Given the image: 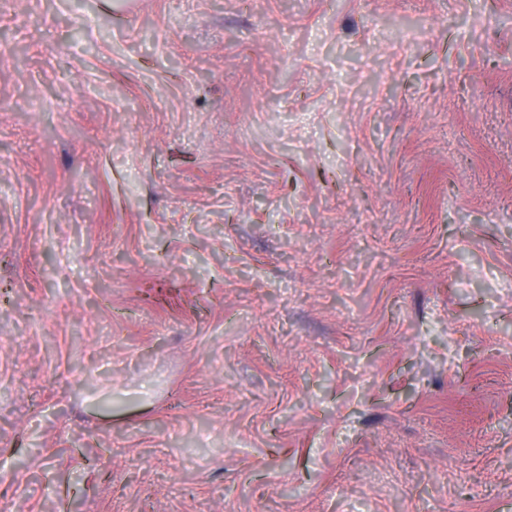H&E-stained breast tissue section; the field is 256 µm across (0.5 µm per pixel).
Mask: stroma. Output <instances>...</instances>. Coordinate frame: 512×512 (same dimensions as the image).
<instances>
[{
  "mask_svg": "<svg viewBox=\"0 0 512 512\" xmlns=\"http://www.w3.org/2000/svg\"><path fill=\"white\" fill-rule=\"evenodd\" d=\"M0 512H512V0H0Z\"/></svg>",
  "mask_w": 512,
  "mask_h": 512,
  "instance_id": "obj_1",
  "label": "stroma"
}]
</instances>
